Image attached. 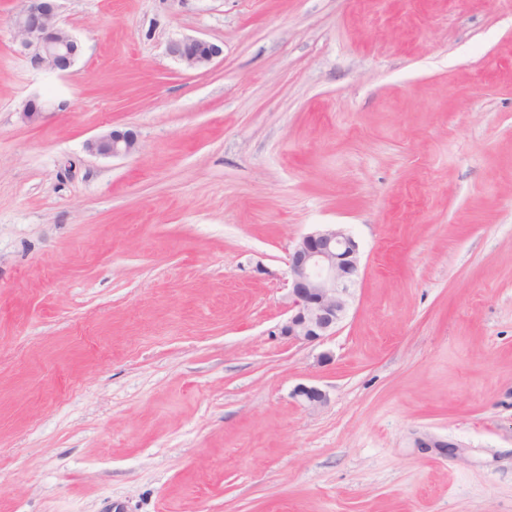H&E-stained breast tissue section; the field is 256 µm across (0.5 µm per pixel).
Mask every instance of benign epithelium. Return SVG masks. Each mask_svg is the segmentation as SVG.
Instances as JSON below:
<instances>
[{
  "label": "benign epithelium",
  "mask_w": 512,
  "mask_h": 512,
  "mask_svg": "<svg viewBox=\"0 0 512 512\" xmlns=\"http://www.w3.org/2000/svg\"><path fill=\"white\" fill-rule=\"evenodd\" d=\"M11 24L21 54L36 69L63 72L80 55V43L59 18L56 0H25ZM167 54L197 70L220 57L223 48L204 38L186 36L170 41ZM43 112L37 98L26 101L22 109L30 123L37 122ZM139 147V134L133 129H112L85 144L90 154L100 157L131 155ZM360 258L359 243L339 224L303 235L288 255V316L279 326L280 335L297 343L335 335L347 314L349 288L358 275ZM294 397L310 408L327 401L321 389L307 385L298 386Z\"/></svg>",
  "instance_id": "benign-epithelium-1"
}]
</instances>
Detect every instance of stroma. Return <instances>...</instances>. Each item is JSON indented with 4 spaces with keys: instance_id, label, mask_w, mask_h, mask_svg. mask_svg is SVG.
Here are the masks:
<instances>
[{
    "instance_id": "35a3bbf8",
    "label": "stroma",
    "mask_w": 512,
    "mask_h": 512,
    "mask_svg": "<svg viewBox=\"0 0 512 512\" xmlns=\"http://www.w3.org/2000/svg\"><path fill=\"white\" fill-rule=\"evenodd\" d=\"M59 3L63 74L0 0V512H512V0ZM327 224L360 276L295 343ZM222 53L221 46L194 36L172 40L167 45V54L191 70L207 67ZM139 147V134L133 129H113L89 139L85 144L90 154L100 157L131 155ZM360 258L359 243L339 224L303 235L288 255V316L280 335L297 343L335 335L347 314Z\"/></svg>"
}]
</instances>
